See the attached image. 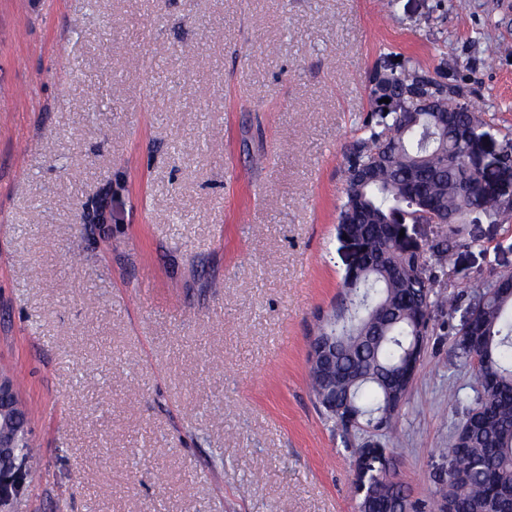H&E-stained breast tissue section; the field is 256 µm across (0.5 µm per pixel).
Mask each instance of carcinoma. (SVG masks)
Instances as JSON below:
<instances>
[{
	"instance_id": "1",
	"label": "carcinoma",
	"mask_w": 512,
	"mask_h": 512,
	"mask_svg": "<svg viewBox=\"0 0 512 512\" xmlns=\"http://www.w3.org/2000/svg\"><path fill=\"white\" fill-rule=\"evenodd\" d=\"M412 88L417 100L382 102L386 88ZM370 115L345 153L346 179L338 233L357 245L336 302L316 316L317 339L336 335L327 371L309 368L315 407L339 427L345 446L377 442L399 455L398 423L409 391L398 384L414 349L425 354L433 313L445 306H474L454 329L455 367L476 385L452 386L462 418L448 446L449 469L432 476L433 500L454 512H512V272H497L467 291L445 294L444 262L465 241L471 216L494 224L512 222V200L477 177L485 155L487 123L466 101V92L439 72L404 63L370 83ZM414 224L448 227L428 242L408 246L401 230ZM0 440L13 441V457L0 459V477H30L41 466L32 430L0 417ZM358 512H423L406 487L385 474L372 478Z\"/></svg>"
}]
</instances>
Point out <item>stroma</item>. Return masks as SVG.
<instances>
[{"label":"stroma","instance_id":"obj_1","mask_svg":"<svg viewBox=\"0 0 512 512\" xmlns=\"http://www.w3.org/2000/svg\"><path fill=\"white\" fill-rule=\"evenodd\" d=\"M384 56L512 136V0H0V364L43 455L15 512H357L308 341ZM465 236L453 290L512 271V225ZM464 316L435 310L402 411L425 502Z\"/></svg>","mask_w":512,"mask_h":512}]
</instances>
